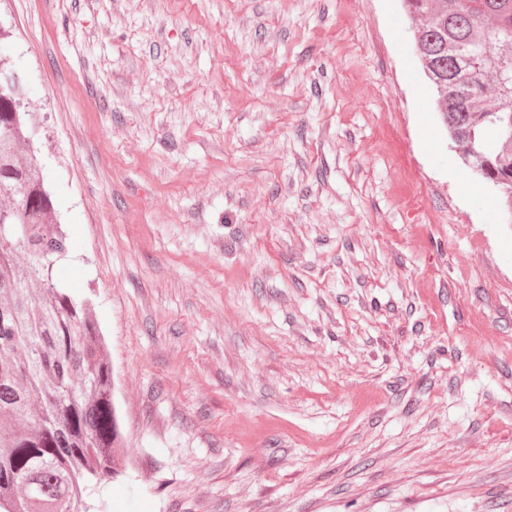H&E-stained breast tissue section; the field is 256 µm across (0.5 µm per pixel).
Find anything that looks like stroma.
<instances>
[{"mask_svg":"<svg viewBox=\"0 0 512 512\" xmlns=\"http://www.w3.org/2000/svg\"><path fill=\"white\" fill-rule=\"evenodd\" d=\"M127 453L107 512H512V224L401 0H0Z\"/></svg>","mask_w":512,"mask_h":512,"instance_id":"35a3bbf8","label":"stroma"}]
</instances>
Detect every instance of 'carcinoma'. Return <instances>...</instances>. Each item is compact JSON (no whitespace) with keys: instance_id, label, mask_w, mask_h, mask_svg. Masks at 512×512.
I'll use <instances>...</instances> for the list:
<instances>
[{"instance_id":"carcinoma-1","label":"carcinoma","mask_w":512,"mask_h":512,"mask_svg":"<svg viewBox=\"0 0 512 512\" xmlns=\"http://www.w3.org/2000/svg\"><path fill=\"white\" fill-rule=\"evenodd\" d=\"M431 104L469 174L512 212V0H403ZM25 87L0 85V512H100L125 469L93 303L54 276L70 250L34 163Z\"/></svg>"}]
</instances>
